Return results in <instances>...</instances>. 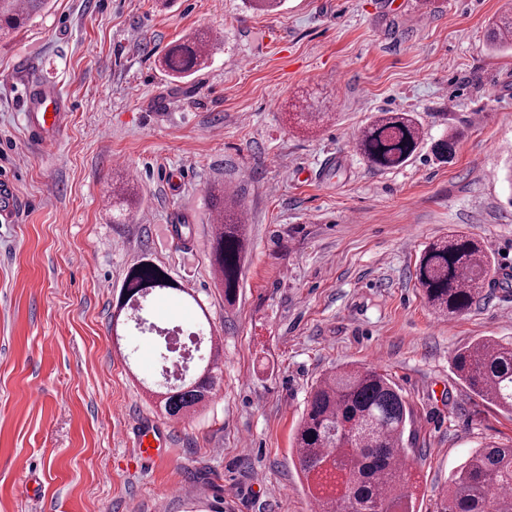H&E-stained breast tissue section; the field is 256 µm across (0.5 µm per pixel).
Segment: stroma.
<instances>
[{"label":"stroma","instance_id":"1","mask_svg":"<svg viewBox=\"0 0 512 512\" xmlns=\"http://www.w3.org/2000/svg\"><path fill=\"white\" fill-rule=\"evenodd\" d=\"M512 0H51L0 35V512H311L292 437L316 381L347 364L387 373L411 410L413 512H438L472 449L512 444V416L458 379L455 353L512 341V53L488 47ZM198 30L205 68L176 82L157 60ZM71 104L60 139H28L17 68ZM308 101L329 117L304 129ZM377 112H409L422 144L401 167L355 151ZM448 158L435 144L449 133ZM139 194L112 221L117 180ZM234 189L250 245L225 309L208 260V190ZM477 239L498 281L439 316L415 269L452 233ZM149 256L195 294L153 300L163 327L208 317L221 339L210 402L180 417L152 394L163 343L116 336L130 266ZM166 439L142 460L144 425ZM185 496H169L176 485ZM18 205V195L12 181L0 176V218L13 220Z\"/></svg>","mask_w":512,"mask_h":512}]
</instances>
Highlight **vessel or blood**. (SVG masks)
Instances as JSON below:
<instances>
[{
	"instance_id": "obj_1",
	"label": "vessel or blood",
	"mask_w": 512,
	"mask_h": 512,
	"mask_svg": "<svg viewBox=\"0 0 512 512\" xmlns=\"http://www.w3.org/2000/svg\"><path fill=\"white\" fill-rule=\"evenodd\" d=\"M25 94L22 111L30 137L41 144L54 143L64 130L70 108L54 91L36 85L30 77H23ZM18 195L12 181L0 177V219L13 220ZM137 446L142 457L149 460L162 458L165 442L156 429L144 428L138 436Z\"/></svg>"
}]
</instances>
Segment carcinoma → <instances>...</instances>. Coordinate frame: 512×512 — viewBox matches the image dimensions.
<instances>
[{"instance_id": "obj_1", "label": "carcinoma", "mask_w": 512, "mask_h": 512, "mask_svg": "<svg viewBox=\"0 0 512 512\" xmlns=\"http://www.w3.org/2000/svg\"><path fill=\"white\" fill-rule=\"evenodd\" d=\"M47 0H0V30L16 29L41 13ZM497 49L512 50V11L498 17L490 31ZM211 36L198 32L168 46L161 57L167 75L182 80L204 67ZM422 143L418 120L408 112H378L360 131L356 150L367 166L387 170L406 164ZM218 222L212 227L209 261L224 286V305L239 296L247 248L240 199L229 187L210 190ZM119 214L112 223L125 224L126 207L138 192L127 182L115 187ZM483 246L464 233L430 243L416 268L427 302L441 315L468 309L484 284L492 280ZM185 289L167 271L144 257L131 266L122 285L119 310L141 328L145 320L137 301L157 296L178 298ZM218 355H209L199 374L168 389L165 412L183 415L205 402L216 385ZM454 368L473 393L512 414V343L484 338L458 350ZM411 411L388 375L346 365L329 372L310 391L294 436L297 459L311 499L322 512H409L411 473L404 435ZM440 512H512V447L474 450L452 475Z\"/></svg>"}]
</instances>
